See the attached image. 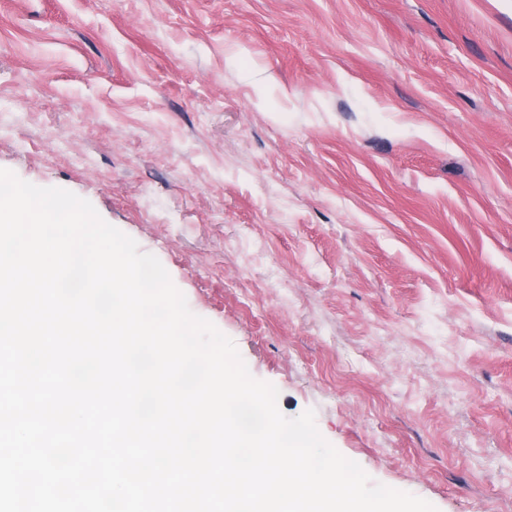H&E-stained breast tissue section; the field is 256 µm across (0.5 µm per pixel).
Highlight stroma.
<instances>
[{
    "label": "stroma",
    "instance_id": "35a3bbf8",
    "mask_svg": "<svg viewBox=\"0 0 512 512\" xmlns=\"http://www.w3.org/2000/svg\"><path fill=\"white\" fill-rule=\"evenodd\" d=\"M0 168L373 481L512 512V0H0Z\"/></svg>",
    "mask_w": 512,
    "mask_h": 512
}]
</instances>
